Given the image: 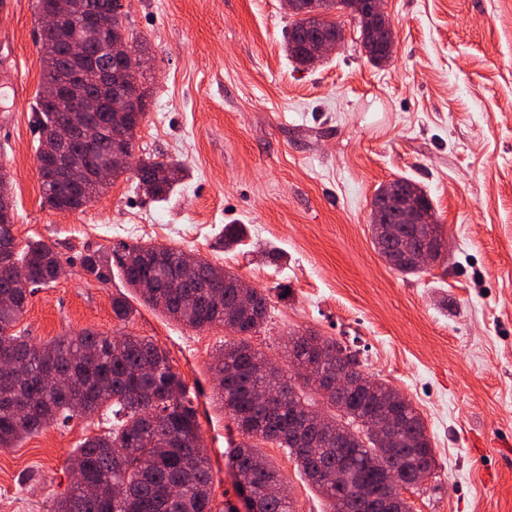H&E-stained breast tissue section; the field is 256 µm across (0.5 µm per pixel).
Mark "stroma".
<instances>
[{
    "label": "stroma",
    "mask_w": 512,
    "mask_h": 512,
    "mask_svg": "<svg viewBox=\"0 0 512 512\" xmlns=\"http://www.w3.org/2000/svg\"><path fill=\"white\" fill-rule=\"evenodd\" d=\"M126 34L147 47L152 93L135 158L184 164L166 199L126 171L87 207L44 205L34 110L43 61L37 0L0 9V164L18 246L41 240L63 271L33 288L16 324L36 343L84 330L152 339L199 410L216 512L237 502L225 452L229 419L211 366L225 330H196L143 304L115 252L151 242L209 260L263 291L250 338L293 375L290 333L336 340L359 369L403 392L422 415L434 475L412 512H512V453L472 442L512 438V0H385L395 53L373 65L356 24L305 69L286 52L282 0H127ZM406 177L430 196L447 250L402 275L370 231L377 188ZM137 233H128L129 225ZM245 235L224 246V227ZM92 255L100 280L82 267ZM125 297L128 321L112 313ZM75 417L0 449V512H49L73 475L69 456L105 432ZM260 451L285 477L293 512H324L284 449Z\"/></svg>",
    "instance_id": "35a3bbf8"
}]
</instances>
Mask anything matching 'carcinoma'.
<instances>
[{
  "instance_id": "obj_1",
  "label": "carcinoma",
  "mask_w": 512,
  "mask_h": 512,
  "mask_svg": "<svg viewBox=\"0 0 512 512\" xmlns=\"http://www.w3.org/2000/svg\"><path fill=\"white\" fill-rule=\"evenodd\" d=\"M338 29L334 21L298 18L292 22L287 52L300 65L302 60L292 44ZM124 34L123 18L116 15L103 37H82L70 44L60 42L55 28L41 26L44 69L35 108L41 114L37 158L48 156L54 149L57 130L84 121L96 125L99 135L77 142L74 158L88 167L108 162L112 128L104 113L56 112L44 102L43 90L67 80L55 64L59 57L85 54L101 67L111 66L106 47ZM138 171V177L151 186V196L162 199L182 179L184 169L178 163L148 157L139 161ZM40 182L43 203L56 210L67 205L73 210L85 207L108 187L106 183H89L80 200L71 204L73 188L64 178L44 175ZM389 221L398 225L397 233L391 236L380 225H370L382 258L418 248L407 217L391 214ZM154 248V244L142 243L121 246L118 263L127 286L149 307L191 328L218 325L231 335L212 370L222 379V407L242 437L227 452L241 498L257 500L260 512H292V501L281 494V474L259 457L258 444L262 442L275 443L287 451L324 498L326 512H364L367 496L397 491L381 481L380 471H397L410 457L420 471L433 468L431 440L415 407L396 412L399 430L391 448L379 444L365 430L363 420L374 412V398L389 388L387 383L367 376L364 384L338 406L336 394L321 392L322 385L304 377L300 370L292 378L279 371L270 379L264 377L259 368L269 359L251 347L249 338L266 321L268 298L257 294L252 310L243 311L237 309L234 289L223 288V315L217 317L211 312V296L178 287L180 251L166 249L167 256L156 271L139 264L142 255ZM16 266L27 270L30 287L17 285L13 278ZM57 266V254L49 244L29 241L19 250L12 225H0V295L11 297V304H0V346L4 353L24 362L20 372L0 367V448H11L54 422L66 423L77 415L91 418L110 414L108 431L84 439L68 459L71 471L81 475L85 483L74 481L68 493L54 501L52 512H214L213 469L196 446L201 436L198 410L164 349L128 333L111 337L84 330L35 344L14 331L31 288L53 281ZM289 343L295 365H304L307 350L320 349L326 355L327 369L357 368L353 355L317 333L293 334ZM50 368L69 373L71 387L43 383V373ZM264 386L280 390L284 401L271 409L255 404L253 393ZM319 406L329 413L333 431L318 446H296L297 420ZM87 484L108 485L115 492L104 500L87 491Z\"/></svg>"
}]
</instances>
